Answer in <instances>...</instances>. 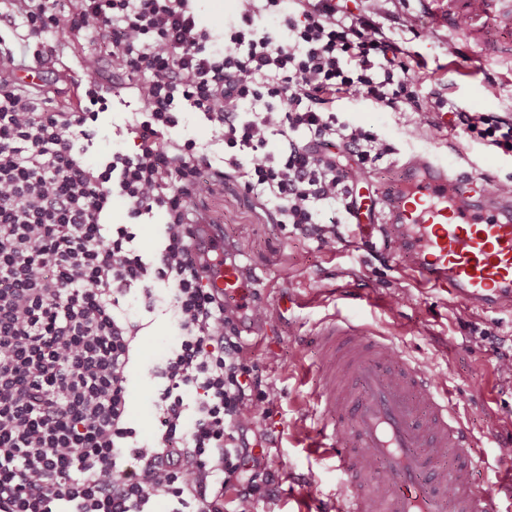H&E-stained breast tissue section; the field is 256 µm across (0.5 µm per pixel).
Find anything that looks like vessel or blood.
I'll use <instances>...</instances> for the list:
<instances>
[{
  "instance_id": "b4317fda",
  "label": "vessel or blood",
  "mask_w": 512,
  "mask_h": 512,
  "mask_svg": "<svg viewBox=\"0 0 512 512\" xmlns=\"http://www.w3.org/2000/svg\"><path fill=\"white\" fill-rule=\"evenodd\" d=\"M465 28L495 13L512 31L505 0H457ZM397 245V261L416 287L443 290L467 308L495 310L512 300V194L491 191L434 150L400 168L355 218ZM224 257L210 281L225 298L251 283L221 228L203 225L195 242ZM323 384L313 398L324 423L309 446L334 457L347 491L322 512H504L505 489L477 488L473 442L442 395L392 343L367 326L334 317L316 333ZM450 463L439 466L441 458Z\"/></svg>"
}]
</instances>
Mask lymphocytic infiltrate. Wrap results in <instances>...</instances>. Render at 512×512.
Returning a JSON list of instances; mask_svg holds the SVG:
<instances>
[{"instance_id": "obj_1", "label": "lymphocytic infiltrate", "mask_w": 512, "mask_h": 512, "mask_svg": "<svg viewBox=\"0 0 512 512\" xmlns=\"http://www.w3.org/2000/svg\"><path fill=\"white\" fill-rule=\"evenodd\" d=\"M37 47L0 36L15 68L81 36L92 74L85 101L51 111L0 71V512H253L276 472L252 434L278 399L245 362L238 316L207 284L192 248L193 199L227 177L276 202L295 233L335 251L379 135L339 121L337 101L448 113L458 138L512 152V118L474 110L416 76L411 28L336 0H237L215 45L190 0H10ZM142 104L134 151L86 164L75 146L106 99L104 66ZM224 143L216 166L170 136L181 106ZM130 218L164 214L151 260L128 226L107 222L113 198ZM171 286L177 343L156 384L152 438L129 422L135 324L120 301L151 281Z\"/></svg>"}]
</instances>
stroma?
Returning a JSON list of instances; mask_svg holds the SVG:
<instances>
[{"instance_id": "stroma-1", "label": "stroma", "mask_w": 512, "mask_h": 512, "mask_svg": "<svg viewBox=\"0 0 512 512\" xmlns=\"http://www.w3.org/2000/svg\"><path fill=\"white\" fill-rule=\"evenodd\" d=\"M356 14L382 6L381 22L390 28L405 24L427 30V37L414 41L413 51L424 63V77L448 82L452 61L466 50L469 30L448 19L439 28H428L417 0H342ZM492 69L457 84L455 95L465 104L497 113H512V87H497L495 68L511 65L512 57L496 56ZM141 107L130 90L112 99L108 111L93 124L95 135L83 145L87 162L100 163L113 149L134 147L129 125ZM342 118L371 129L390 143L394 152L371 168L366 188L375 190L399 176V162L410 152L432 148L433 140L407 139L413 124L406 112H381L359 99L337 102ZM171 137L195 139L214 161L221 163L224 144L202 114L182 107L179 124ZM483 173L500 184H512V157L489 152L482 145L460 141ZM459 152L448 155L457 163ZM205 223L222 225L243 261L256 274L259 288L272 311L258 333L247 336L246 363L279 398L266 416L260 417L262 443L280 477L270 498L258 502L256 512H310L319 499L337 491L344 475L324 457L310 454L308 432L299 423L310 413V396L318 387L320 354L309 344L319 324L331 315L365 323L391 336L398 355L415 361L436 386H447L464 426L477 439L473 478L491 489L512 476L504 467L496 423L512 419V382L502 381L501 355L512 357V311H482L462 307L445 292L423 293L396 267L383 246L380 234L356 225L342 227L344 240L336 252L318 250L315 242L296 235L291 226L279 224L273 204L247 194L234 179L215 184L194 200ZM359 271L369 296L357 303L343 298L349 285L348 271ZM128 308L140 331L136 338V374L133 376L131 420L141 438L153 435L152 381L142 376L144 368L161 364L177 334V315L170 301L169 286L153 285L151 303H144L139 290H132Z\"/></svg>"}]
</instances>
